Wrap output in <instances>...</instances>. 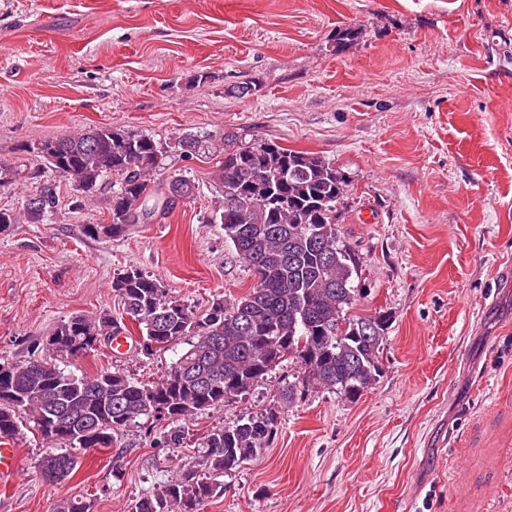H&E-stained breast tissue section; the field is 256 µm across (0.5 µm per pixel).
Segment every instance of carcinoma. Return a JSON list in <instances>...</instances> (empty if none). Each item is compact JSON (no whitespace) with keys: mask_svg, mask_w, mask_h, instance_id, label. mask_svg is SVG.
<instances>
[{"mask_svg":"<svg viewBox=\"0 0 512 512\" xmlns=\"http://www.w3.org/2000/svg\"><path fill=\"white\" fill-rule=\"evenodd\" d=\"M21 151L43 162L24 173L42 197L40 206L25 204L28 222L49 219L57 206L46 172L68 177L82 193L78 207L115 176L108 222L88 225L87 233L117 240L154 215L145 202L167 159L176 152L208 155L211 146L191 132L167 145L132 130L99 126ZM217 152L213 181L220 199L211 221L224 225L227 242L254 272L249 292L231 304L218 296L198 311L138 268L113 278L112 291L139 333L141 353L185 345L156 380L108 367L78 376L60 367V359L85 357L120 331L105 313L72 315L57 324L41 355L0 362V435L18 440L27 431L39 434L52 447L39 462L48 481L65 482L80 469L75 450L110 448L126 429L149 421L164 422L153 438L157 445L182 447L186 420L247 394L285 362L298 371L280 391L282 408L313 390L354 399L380 377L388 320L382 313L348 315L360 290L354 285L359 257L341 241L336 225L337 207L349 188L345 173L315 153L272 142L239 145L232 137ZM193 189L191 180L171 177L159 213ZM279 414L269 409L211 430L198 465L173 472L160 489L139 498L135 512H205L223 492L215 476L241 467L269 445ZM92 507L90 500L61 499L54 512Z\"/></svg>","mask_w":512,"mask_h":512,"instance_id":"carcinoma-1","label":"carcinoma"}]
</instances>
